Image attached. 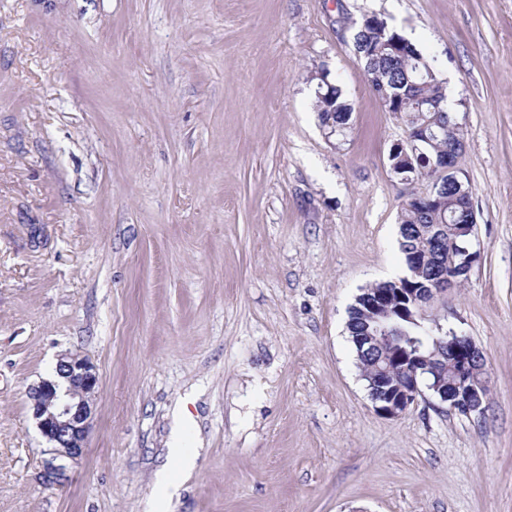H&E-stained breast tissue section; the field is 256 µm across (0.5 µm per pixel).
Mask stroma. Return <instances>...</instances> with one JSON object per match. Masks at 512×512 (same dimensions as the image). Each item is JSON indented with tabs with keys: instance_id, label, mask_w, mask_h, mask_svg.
<instances>
[{
	"instance_id": "stroma-1",
	"label": "stroma",
	"mask_w": 512,
	"mask_h": 512,
	"mask_svg": "<svg viewBox=\"0 0 512 512\" xmlns=\"http://www.w3.org/2000/svg\"><path fill=\"white\" fill-rule=\"evenodd\" d=\"M425 52L463 127L467 280L427 310L487 362L482 414H377L346 331L403 276L406 128L352 36ZM352 105L327 134L311 76ZM99 376L63 487L28 390ZM196 457L163 512H512V0H0V512H148L174 411Z\"/></svg>"
}]
</instances>
